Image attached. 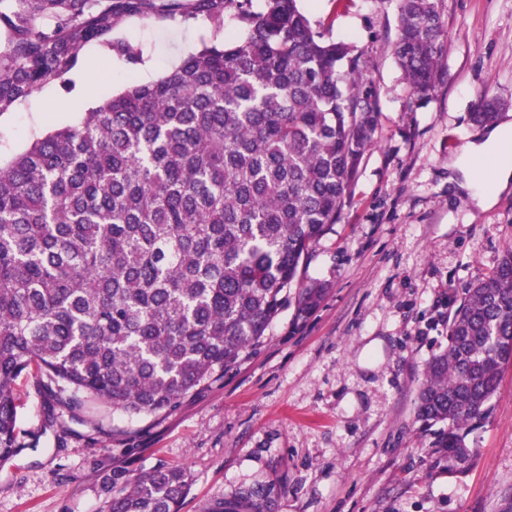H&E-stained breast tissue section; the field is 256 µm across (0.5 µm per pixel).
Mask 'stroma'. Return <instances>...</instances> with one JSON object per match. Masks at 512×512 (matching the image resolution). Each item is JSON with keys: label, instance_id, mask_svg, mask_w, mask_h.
Segmentation results:
<instances>
[{"label": "stroma", "instance_id": "1", "mask_svg": "<svg viewBox=\"0 0 512 512\" xmlns=\"http://www.w3.org/2000/svg\"><path fill=\"white\" fill-rule=\"evenodd\" d=\"M443 79L414 105L392 53L397 0H299L312 26L369 62L378 113L349 199L313 245L304 281L328 292L308 318L286 306L263 346L173 411L128 417L89 401L63 415L36 373L15 384L24 450L0 467V512H102L112 481L158 466L190 474L180 512L263 485L273 512H512V366L465 476L433 468L415 399L448 317L512 244V188L482 209L461 189L484 129L480 98L512 123V0H437ZM187 12L131 14L84 44L75 66L0 112V162L71 125L106 96L170 72L202 44L242 33Z\"/></svg>", "mask_w": 512, "mask_h": 512}]
</instances>
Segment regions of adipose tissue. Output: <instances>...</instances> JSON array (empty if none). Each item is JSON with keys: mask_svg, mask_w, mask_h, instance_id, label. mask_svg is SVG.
<instances>
[{"mask_svg": "<svg viewBox=\"0 0 512 512\" xmlns=\"http://www.w3.org/2000/svg\"><path fill=\"white\" fill-rule=\"evenodd\" d=\"M469 153L486 158L487 165L471 173L465 188L481 207H489L512 187V134L504 128L490 130L480 142L470 144Z\"/></svg>", "mask_w": 512, "mask_h": 512, "instance_id": "obj_1", "label": "adipose tissue"}]
</instances>
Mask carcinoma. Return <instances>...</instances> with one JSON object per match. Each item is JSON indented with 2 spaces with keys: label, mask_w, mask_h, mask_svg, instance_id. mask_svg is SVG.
<instances>
[{
  "label": "carcinoma",
  "mask_w": 512,
  "mask_h": 512,
  "mask_svg": "<svg viewBox=\"0 0 512 512\" xmlns=\"http://www.w3.org/2000/svg\"><path fill=\"white\" fill-rule=\"evenodd\" d=\"M235 0H196L217 28ZM393 54L415 102L440 81L436 0H397ZM182 0H0V112L73 65L126 14ZM50 17L55 26L46 29ZM244 32L132 84L0 164V464L16 456L15 381L69 411L81 399L129 416L175 409L265 342L289 303L305 318L326 294L304 260L336 223L369 147L377 94L368 62L314 29L297 0L242 10ZM483 98L472 120L496 121ZM512 364V245L448 317L415 416L450 478L477 457ZM182 467L112 483L106 512H178ZM249 487L209 512H271Z\"/></svg>",
  "instance_id": "obj_1"
}]
</instances>
